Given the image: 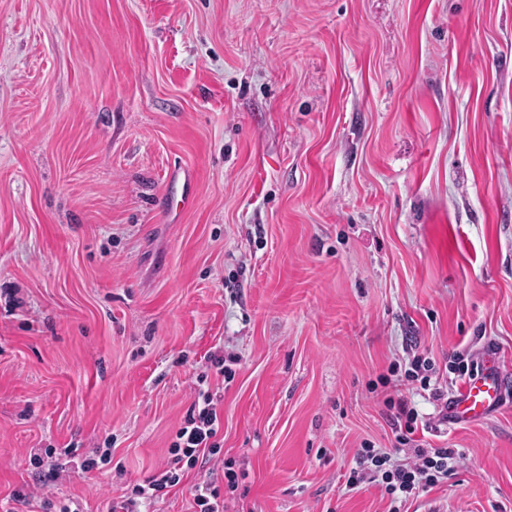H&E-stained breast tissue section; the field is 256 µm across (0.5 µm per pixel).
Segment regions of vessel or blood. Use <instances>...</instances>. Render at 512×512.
<instances>
[{"instance_id":"1","label":"vessel or blood","mask_w":512,"mask_h":512,"mask_svg":"<svg viewBox=\"0 0 512 512\" xmlns=\"http://www.w3.org/2000/svg\"><path fill=\"white\" fill-rule=\"evenodd\" d=\"M512 375L495 362L481 363L460 391L448 401V420L452 423L484 418L502 404Z\"/></svg>"}]
</instances>
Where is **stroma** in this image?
<instances>
[{
  "instance_id": "stroma-1",
  "label": "stroma",
  "mask_w": 512,
  "mask_h": 512,
  "mask_svg": "<svg viewBox=\"0 0 512 512\" xmlns=\"http://www.w3.org/2000/svg\"><path fill=\"white\" fill-rule=\"evenodd\" d=\"M489 350L512 366V0H0V503L39 454L108 512L203 375L232 512H386L346 486L366 443L461 452L411 512H512V402L453 425L378 381L416 353L451 395ZM388 406L390 409H396L394 414L396 423L395 420L393 421L394 425H398V431H400L396 435V439L399 444L405 445L410 441L408 435H413L418 429V414L412 408H409L407 401L401 397L397 401L390 399Z\"/></svg>"
}]
</instances>
